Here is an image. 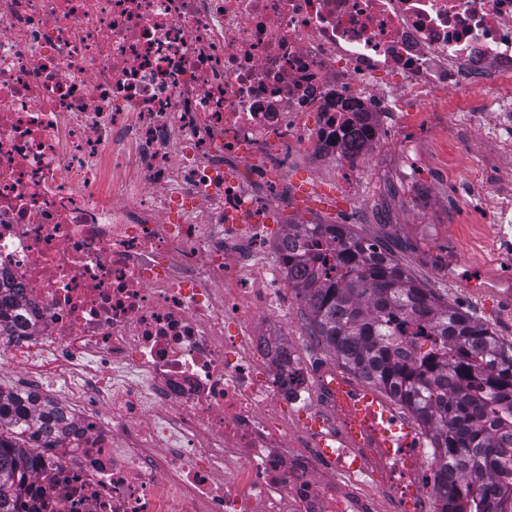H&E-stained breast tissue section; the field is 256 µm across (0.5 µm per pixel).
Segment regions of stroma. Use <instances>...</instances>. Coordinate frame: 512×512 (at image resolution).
<instances>
[{
    "instance_id": "1",
    "label": "stroma",
    "mask_w": 512,
    "mask_h": 512,
    "mask_svg": "<svg viewBox=\"0 0 512 512\" xmlns=\"http://www.w3.org/2000/svg\"><path fill=\"white\" fill-rule=\"evenodd\" d=\"M492 98L491 90L473 91L480 113L467 129L451 120L464 105L456 94L423 105L404 102L400 121L383 126L357 168L297 155L285 173L267 172V181L283 185L291 197L273 215L270 236L282 235L288 224L351 225L364 238L393 245L417 281L512 342V224L499 222L500 206L512 200V142L494 135ZM435 111L448 122H435ZM408 143L422 150V166L394 177L389 166ZM269 326L287 334L309 377L336 365L311 342L300 299L291 298L287 319Z\"/></svg>"
}]
</instances>
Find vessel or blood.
<instances>
[{"label":"vessel or blood","instance_id":"obj_1","mask_svg":"<svg viewBox=\"0 0 512 512\" xmlns=\"http://www.w3.org/2000/svg\"><path fill=\"white\" fill-rule=\"evenodd\" d=\"M346 419L337 431L339 441L357 442L362 436L373 438L384 448L386 462L394 466V487L397 493L412 496L410 486L425 445L424 437L413 418L399 412L386 398L370 386L349 384L340 389Z\"/></svg>","mask_w":512,"mask_h":512}]
</instances>
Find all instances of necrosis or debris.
I'll return each instance as SVG.
<instances>
[{"label": "necrosis or debris", "instance_id": "necrosis-or-debris-1", "mask_svg": "<svg viewBox=\"0 0 512 512\" xmlns=\"http://www.w3.org/2000/svg\"><path fill=\"white\" fill-rule=\"evenodd\" d=\"M381 72L508 89L512 0H0V376L77 428L18 512H381L370 440L333 471L281 416L310 391L261 324L291 286L257 177L362 163Z\"/></svg>", "mask_w": 512, "mask_h": 512}]
</instances>
